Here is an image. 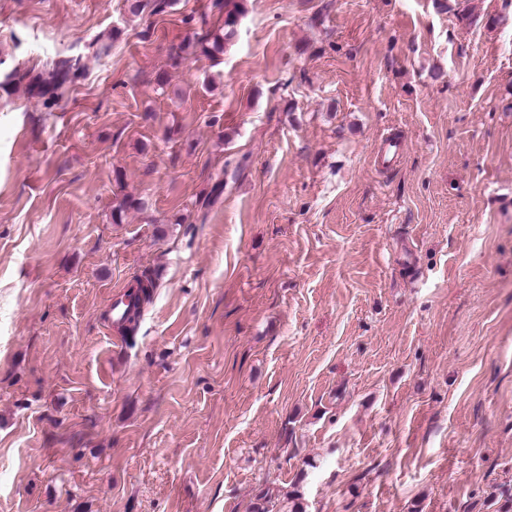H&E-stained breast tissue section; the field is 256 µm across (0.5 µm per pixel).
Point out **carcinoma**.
<instances>
[{
    "mask_svg": "<svg viewBox=\"0 0 512 512\" xmlns=\"http://www.w3.org/2000/svg\"><path fill=\"white\" fill-rule=\"evenodd\" d=\"M242 0H215V6L224 11V25L206 33L196 48L205 56L220 54L224 43L231 39L239 15L242 13ZM171 5V0H136L131 5L134 13L150 8L151 13L160 14ZM111 36L98 35L78 53L58 57L40 71L12 69L3 73L0 88L8 90L22 86L31 94H36L48 103L61 99L69 87L82 75L85 58H102L109 55Z\"/></svg>",
    "mask_w": 512,
    "mask_h": 512,
    "instance_id": "carcinoma-1",
    "label": "carcinoma"
}]
</instances>
